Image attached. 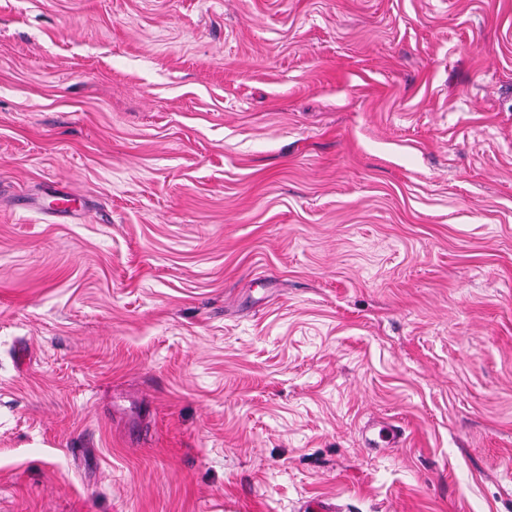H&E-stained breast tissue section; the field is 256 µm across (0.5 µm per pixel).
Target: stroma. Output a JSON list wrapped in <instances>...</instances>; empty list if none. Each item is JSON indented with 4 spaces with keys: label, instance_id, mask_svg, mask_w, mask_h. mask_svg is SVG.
Masks as SVG:
<instances>
[{
    "label": "stroma",
    "instance_id": "obj_1",
    "mask_svg": "<svg viewBox=\"0 0 512 512\" xmlns=\"http://www.w3.org/2000/svg\"><path fill=\"white\" fill-rule=\"evenodd\" d=\"M317 497L512 512V0H0V512ZM378 428L376 437L368 438V445L380 447L384 443L385 447H396L401 443L402 437L399 430L389 423H378L368 428V431Z\"/></svg>",
    "mask_w": 512,
    "mask_h": 512
}]
</instances>
